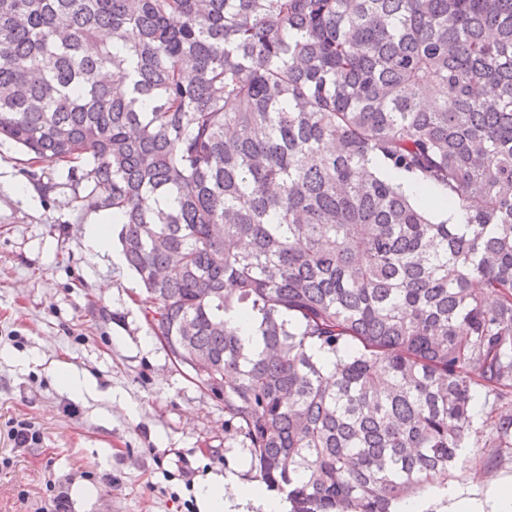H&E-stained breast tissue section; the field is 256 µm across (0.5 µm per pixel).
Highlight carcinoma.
Masks as SVG:
<instances>
[{
  "label": "carcinoma",
  "mask_w": 512,
  "mask_h": 512,
  "mask_svg": "<svg viewBox=\"0 0 512 512\" xmlns=\"http://www.w3.org/2000/svg\"><path fill=\"white\" fill-rule=\"evenodd\" d=\"M2 139L112 213L288 512H395L512 442V0H0Z\"/></svg>",
  "instance_id": "1"
}]
</instances>
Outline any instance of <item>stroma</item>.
Masks as SVG:
<instances>
[{"mask_svg": "<svg viewBox=\"0 0 512 512\" xmlns=\"http://www.w3.org/2000/svg\"><path fill=\"white\" fill-rule=\"evenodd\" d=\"M54 166L0 143V512H39L49 482L67 512H198L211 472L249 477L224 437V404L172 363L144 317L146 295L126 264L93 251L69 188L21 194ZM83 375L77 396L61 364ZM32 422L37 444L16 447L11 422ZM457 484L483 495L512 478L511 448H468Z\"/></svg>", "mask_w": 512, "mask_h": 512, "instance_id": "1", "label": "stroma"}]
</instances>
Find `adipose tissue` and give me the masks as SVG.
Listing matches in <instances>:
<instances>
[{"instance_id": "ef3b65f1", "label": "adipose tissue", "mask_w": 512, "mask_h": 512, "mask_svg": "<svg viewBox=\"0 0 512 512\" xmlns=\"http://www.w3.org/2000/svg\"><path fill=\"white\" fill-rule=\"evenodd\" d=\"M443 505L446 512H512V478L490 483L484 497H475L462 487L435 486L430 502L402 503L400 512H427L430 504ZM199 512H287V502L263 488L246 484L234 475H209L198 496Z\"/></svg>"}]
</instances>
